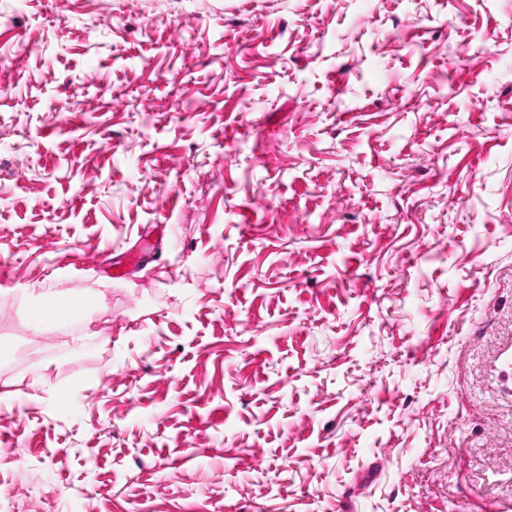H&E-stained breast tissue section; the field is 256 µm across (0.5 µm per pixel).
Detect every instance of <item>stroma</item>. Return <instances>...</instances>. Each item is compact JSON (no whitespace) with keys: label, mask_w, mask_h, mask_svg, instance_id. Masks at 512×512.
Returning a JSON list of instances; mask_svg holds the SVG:
<instances>
[{"label":"stroma","mask_w":512,"mask_h":512,"mask_svg":"<svg viewBox=\"0 0 512 512\" xmlns=\"http://www.w3.org/2000/svg\"><path fill=\"white\" fill-rule=\"evenodd\" d=\"M0 261L47 512H512V0H0Z\"/></svg>","instance_id":"obj_1"}]
</instances>
